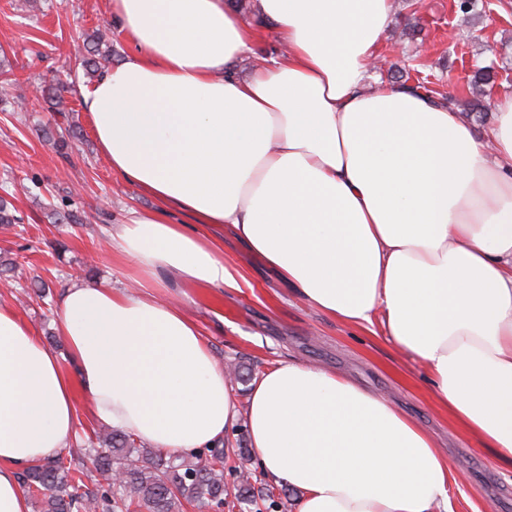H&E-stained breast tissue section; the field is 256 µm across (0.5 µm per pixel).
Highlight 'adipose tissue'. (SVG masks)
I'll return each mask as SVG.
<instances>
[{
    "label": "adipose tissue",
    "mask_w": 512,
    "mask_h": 512,
    "mask_svg": "<svg viewBox=\"0 0 512 512\" xmlns=\"http://www.w3.org/2000/svg\"><path fill=\"white\" fill-rule=\"evenodd\" d=\"M257 9L281 52L260 54L224 0H112L135 50L81 104L113 173L160 207L108 232L131 285L65 289L67 360L0 304V512H30L21 474L74 439L78 389L95 421L172 452L243 424L297 512H451L438 442L336 370L276 363L238 405L200 326L156 294L238 287L214 224L309 306L422 365L437 407L512 468V91L478 137L424 91L370 83L392 0Z\"/></svg>",
    "instance_id": "adipose-tissue-1"
}]
</instances>
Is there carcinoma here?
Returning <instances> with one entry per match:
<instances>
[{
	"mask_svg": "<svg viewBox=\"0 0 512 512\" xmlns=\"http://www.w3.org/2000/svg\"><path fill=\"white\" fill-rule=\"evenodd\" d=\"M112 33L104 28L93 36L82 65L96 76L112 65V54L102 49ZM495 66L476 68L468 87L482 96L493 82ZM81 454L92 458L94 472L51 458L22 474L25 491L42 504V512H114L144 507L148 512H184L187 503L199 508L224 503V449L185 456L160 449L140 448L125 430L106 427L88 438ZM254 486L247 477L236 485V501H252Z\"/></svg>",
	"mask_w": 512,
	"mask_h": 512,
	"instance_id": "1",
	"label": "carcinoma"
}]
</instances>
